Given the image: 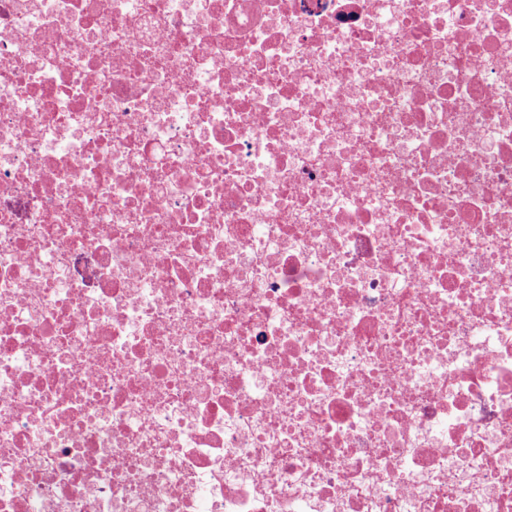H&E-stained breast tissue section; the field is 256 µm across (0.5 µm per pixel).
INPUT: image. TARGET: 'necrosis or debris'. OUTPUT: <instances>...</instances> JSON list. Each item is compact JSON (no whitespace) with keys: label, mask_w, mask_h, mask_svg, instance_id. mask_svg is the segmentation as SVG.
<instances>
[{"label":"necrosis or debris","mask_w":512,"mask_h":512,"mask_svg":"<svg viewBox=\"0 0 512 512\" xmlns=\"http://www.w3.org/2000/svg\"><path fill=\"white\" fill-rule=\"evenodd\" d=\"M0 512H512V0H0Z\"/></svg>","instance_id":"1"}]
</instances>
